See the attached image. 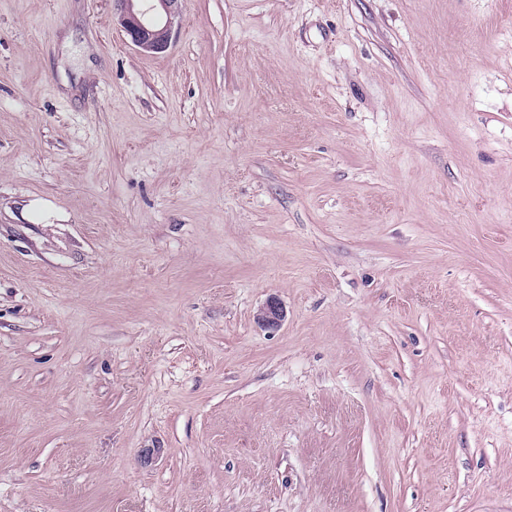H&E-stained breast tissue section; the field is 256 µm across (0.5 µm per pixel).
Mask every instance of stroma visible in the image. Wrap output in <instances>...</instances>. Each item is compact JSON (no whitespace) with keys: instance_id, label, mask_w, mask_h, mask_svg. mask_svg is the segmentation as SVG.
I'll return each instance as SVG.
<instances>
[{"instance_id":"obj_1","label":"stroma","mask_w":512,"mask_h":512,"mask_svg":"<svg viewBox=\"0 0 512 512\" xmlns=\"http://www.w3.org/2000/svg\"><path fill=\"white\" fill-rule=\"evenodd\" d=\"M0 512H512V0H0ZM185 0H113V11L130 42L141 52L161 54L171 47Z\"/></svg>"}]
</instances>
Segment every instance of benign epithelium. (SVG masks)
<instances>
[{
  "instance_id": "7a95c632",
  "label": "benign epithelium",
  "mask_w": 512,
  "mask_h": 512,
  "mask_svg": "<svg viewBox=\"0 0 512 512\" xmlns=\"http://www.w3.org/2000/svg\"><path fill=\"white\" fill-rule=\"evenodd\" d=\"M185 0H113V9L130 42L140 51L161 54L171 47L175 23ZM285 318L281 303L267 302L256 315L261 326L274 328Z\"/></svg>"
}]
</instances>
